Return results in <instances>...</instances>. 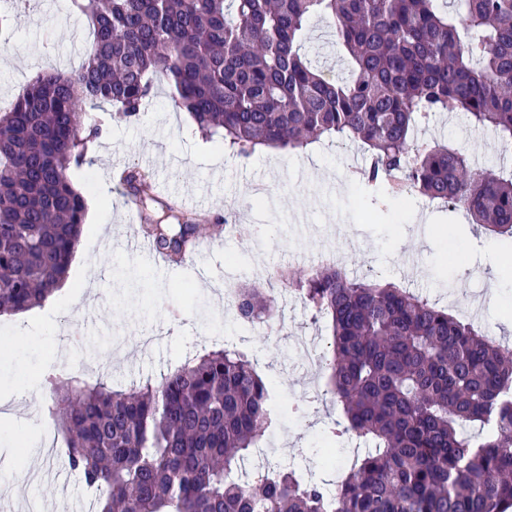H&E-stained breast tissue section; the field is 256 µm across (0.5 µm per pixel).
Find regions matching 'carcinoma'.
<instances>
[{
	"mask_svg": "<svg viewBox=\"0 0 512 512\" xmlns=\"http://www.w3.org/2000/svg\"><path fill=\"white\" fill-rule=\"evenodd\" d=\"M94 38L73 72L36 74L0 112V314L40 307L66 279L87 200L72 181L101 133L79 107L138 120L165 77L199 132L240 158L355 141L373 201L415 194L465 210L512 249V168L486 171L418 131L455 109L512 145V0H74ZM332 20L348 75L327 80L305 53L309 17ZM121 172L154 252L184 259L205 219ZM330 336L326 385L344 421L326 439L363 454L336 487L281 463L247 468L278 422L273 386L247 352L190 354L113 389L46 376L68 469L95 512H503L512 504V348L393 283L334 265L277 271ZM239 314L274 298L241 287Z\"/></svg>",
	"mask_w": 512,
	"mask_h": 512,
	"instance_id": "1",
	"label": "carcinoma"
}]
</instances>
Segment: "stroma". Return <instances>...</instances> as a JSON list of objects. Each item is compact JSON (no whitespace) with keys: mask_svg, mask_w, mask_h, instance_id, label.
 <instances>
[{"mask_svg":"<svg viewBox=\"0 0 512 512\" xmlns=\"http://www.w3.org/2000/svg\"><path fill=\"white\" fill-rule=\"evenodd\" d=\"M94 37L87 18L70 0H41L37 11L14 15L0 31V108L9 107L38 72L78 68ZM328 20L311 16L306 46L327 77L340 78L345 63L332 48ZM82 121L99 124L101 138L84 163L72 171L77 188L86 176L110 180L117 168L136 164L154 173L157 191L212 215H233L247 225L245 237L220 234L205 237L198 253L179 265L157 267L125 250L127 201L112 185L106 201L89 207L83 236L68 279L70 293L55 303L57 316L47 323L41 309L28 311V334L17 336L11 320L0 317V390L19 388L22 378H37L53 366L50 331L73 342L72 366L89 364L109 383L129 384L166 369L187 352L212 347L218 336L234 333L232 310L223 307L224 292L247 284L266 289L276 301L274 321L280 332L257 328L247 347L260 361L272 383L280 423L263 441L266 460L292 461L314 478L329 479L325 456L344 464L341 447H327L325 430L341 419L332 396H310L311 368L297 356L300 343L325 347L323 324L312 322L302 301L270 279L277 267L304 271L318 253L338 254L342 266L355 276L370 275L396 283L463 314L475 295L490 287L487 270L461 273L485 235H474L462 211L445 210L411 196L373 209V191L359 179L361 147L325 139L299 152L258 151L242 159L223 144L206 140L190 116L176 107L165 79L155 81V95L146 112L131 123L108 106L84 107ZM422 140L454 144L475 162L492 170L512 165L495 135L470 126L463 114H436L420 132ZM111 225L113 243L100 235ZM462 229L456 248H449L438 230ZM97 267L98 301L78 309L74 302L83 287V263ZM0 420L11 445L10 472L19 475L29 461V444L45 427L30 401L0 404ZM62 437H55L41 461L51 472L40 474L34 497L62 499L63 512H86L93 495L60 456Z\"/></svg>","mask_w":512,"mask_h":512,"instance_id":"1","label":"stroma"}]
</instances>
